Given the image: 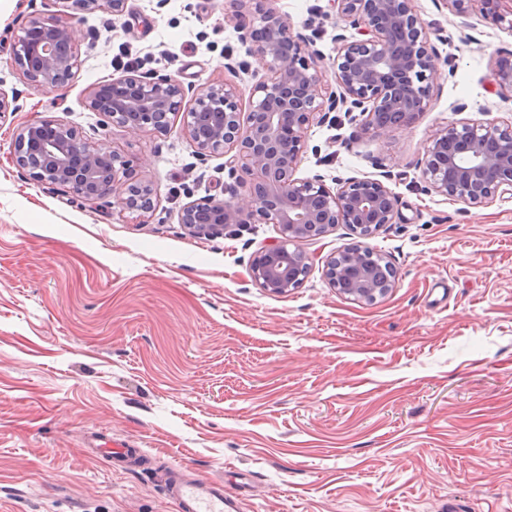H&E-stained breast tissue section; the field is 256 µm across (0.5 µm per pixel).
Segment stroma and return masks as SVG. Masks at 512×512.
Here are the masks:
<instances>
[{"label":"stroma","instance_id":"35a3bbf8","mask_svg":"<svg viewBox=\"0 0 512 512\" xmlns=\"http://www.w3.org/2000/svg\"><path fill=\"white\" fill-rule=\"evenodd\" d=\"M271 0L325 57L335 15ZM43 0H0V512H176L172 471L254 487L242 512H512V196L470 207L422 190L432 137L480 113L512 122L494 62L512 29L414 0L441 78L409 126L354 135L315 124L297 177L381 180L399 216L369 240L396 268L372 303L340 296L325 260L356 243L345 225L300 242L312 263L285 295L254 285L250 262L274 224L193 234L189 197L223 196L225 158L201 161L179 126L137 135L104 124L88 89L124 69L183 85L226 78L245 59L227 0H127L121 16L69 4L75 79L50 92L13 71L7 46ZM465 111H457V103ZM53 118L122 151L158 193L166 223L46 189L18 170V127ZM137 448L128 469L94 453Z\"/></svg>","mask_w":512,"mask_h":512}]
</instances>
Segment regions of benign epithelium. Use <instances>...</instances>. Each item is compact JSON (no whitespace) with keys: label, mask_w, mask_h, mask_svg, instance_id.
Returning <instances> with one entry per match:
<instances>
[{"label":"benign epithelium","mask_w":512,"mask_h":512,"mask_svg":"<svg viewBox=\"0 0 512 512\" xmlns=\"http://www.w3.org/2000/svg\"><path fill=\"white\" fill-rule=\"evenodd\" d=\"M44 0L9 46L12 68L45 90L62 91L73 81L78 51L63 7ZM89 9L123 14L127 0H78ZM336 18L357 36H336V56L325 62L312 38L294 31L274 8L255 7L240 31L246 55L265 75L243 110L236 85L216 80L200 89L184 87L169 74L129 69L89 88L85 106L127 132H166L175 117L195 156H228L233 183L228 197L194 199L180 209L178 223L211 236L230 224H276L281 240L254 256L251 279L265 291L286 294L310 273L298 243L338 224L358 237L395 223L398 200L379 179L349 178L330 187L320 175L295 177L313 123L334 124L343 112L357 133L380 136L408 126L426 111L431 87L440 79L437 53L413 0H329ZM466 13L479 5L491 24L512 19L499 0H451ZM331 69L339 91L326 87ZM499 93L512 95V58L493 70ZM16 165L48 189H67L89 204H113L143 224L157 209L153 185L116 150L93 147L68 123L41 119L22 125L13 142ZM426 191L470 207L512 195V124L467 120L437 132L418 162ZM324 277L350 299L372 303L394 287L397 272L378 251L360 241L330 256Z\"/></svg>","instance_id":"benign-epithelium-1"}]
</instances>
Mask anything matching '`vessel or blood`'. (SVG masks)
Returning <instances> with one entry per match:
<instances>
[{
    "label": "vessel or blood",
    "instance_id": "vessel-or-blood-1",
    "mask_svg": "<svg viewBox=\"0 0 512 512\" xmlns=\"http://www.w3.org/2000/svg\"><path fill=\"white\" fill-rule=\"evenodd\" d=\"M96 452L111 463H133L138 459L136 449L124 443L100 444ZM166 490L178 512H240L238 498L225 494L220 479H187L177 473L169 477Z\"/></svg>",
    "mask_w": 512,
    "mask_h": 512
}]
</instances>
